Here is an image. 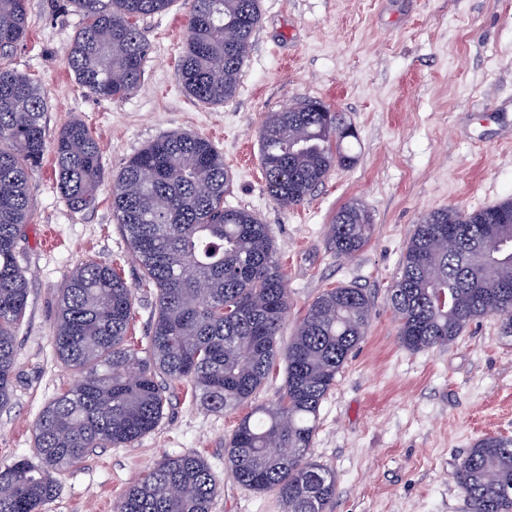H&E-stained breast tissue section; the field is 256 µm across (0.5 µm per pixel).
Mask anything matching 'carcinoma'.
Segmentation results:
<instances>
[{"label": "carcinoma", "instance_id": "carcinoma-1", "mask_svg": "<svg viewBox=\"0 0 512 512\" xmlns=\"http://www.w3.org/2000/svg\"><path fill=\"white\" fill-rule=\"evenodd\" d=\"M174 0H63L85 23L67 51L78 83L103 100L140 85L148 41L136 21ZM261 19L260 0H191L177 80L191 97L222 105L239 78ZM27 0H0V51L24 38ZM41 88L0 67V409L12 400L15 341L28 299L18 260L32 210L30 175L52 149L58 189L74 207L95 203L111 185L112 215L145 282L156 290L148 355L127 346L131 288L106 263L73 269L57 300L56 359L80 382L48 403L34 427L37 461L0 468V512H43L57 494L52 473L79 465L94 448L128 445L154 431L172 401L171 383L188 381L199 406L226 413L247 403L274 364L286 365L284 391L238 422L225 445L234 479L275 492L284 512H325L336 479L313 460L311 445L325 396L366 335L373 302L362 288L316 297L284 348L278 334L288 288L268 225L224 205V156L188 132L160 137L112 175L81 121L48 142ZM355 137L343 113L303 99L270 113L259 131L269 195L303 204L335 166L349 167ZM153 173L151 182L141 178ZM363 206L341 207L331 227L339 255L371 239ZM512 198L473 212L446 207L423 214L410 235L389 301L399 340L410 351L453 343L472 323L495 315L512 337ZM455 483L467 512H512V438L478 439L458 464ZM220 484L195 454L170 456L129 487L115 512H211Z\"/></svg>", "mask_w": 512, "mask_h": 512}]
</instances>
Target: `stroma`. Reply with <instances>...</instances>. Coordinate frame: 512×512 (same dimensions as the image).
I'll list each match as a JSON object with an SVG mask.
<instances>
[{
	"mask_svg": "<svg viewBox=\"0 0 512 512\" xmlns=\"http://www.w3.org/2000/svg\"><path fill=\"white\" fill-rule=\"evenodd\" d=\"M27 10L26 36L0 66L41 87L50 133L83 121L109 172L165 134L222 132L224 203L268 224L286 275L280 343L326 290L353 285L371 296L369 329L324 399L313 441V459L336 477L327 512H464L458 463L483 436L512 438V337L488 317L449 346L408 351L387 294L422 214L450 205L471 212L512 197V0H261L238 93L223 105L189 97L176 78L190 0L139 20L150 53L140 86L118 101L86 92L67 66L82 16L56 0H28ZM303 98L344 114L358 134L356 162L332 168L304 204L289 208L265 189L258 131L269 113ZM31 196L19 255L28 307L12 403L0 411V467L34 457L41 410L79 378L52 344L57 298L77 264H112L131 288L136 348L145 347L155 313L156 291L128 252L108 187L91 207L72 208L48 154ZM352 201L367 208L374 232L347 259L336 255L330 225ZM173 389L154 431L55 472L57 496L43 512H112L162 457L185 453L202 457L220 482L212 512H283L275 493L240 485L225 466V445L250 407L214 414L194 403L188 383Z\"/></svg>",
	"mask_w": 512,
	"mask_h": 512,
	"instance_id": "obj_1",
	"label": "stroma"
}]
</instances>
